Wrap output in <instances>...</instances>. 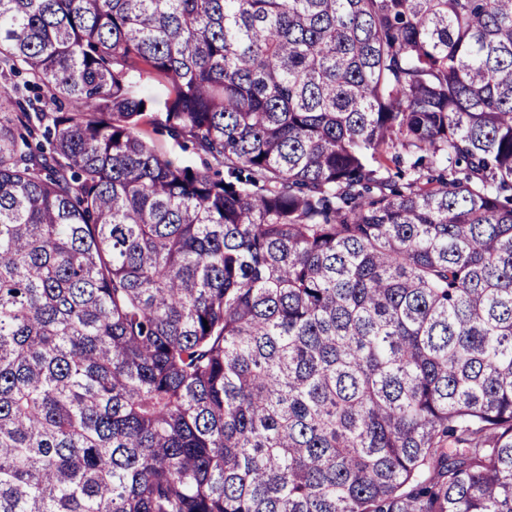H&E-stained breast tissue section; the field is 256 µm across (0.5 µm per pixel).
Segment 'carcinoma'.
Returning a JSON list of instances; mask_svg holds the SVG:
<instances>
[{
    "mask_svg": "<svg viewBox=\"0 0 512 512\" xmlns=\"http://www.w3.org/2000/svg\"><path fill=\"white\" fill-rule=\"evenodd\" d=\"M0 76V512H512V0H0ZM139 93L152 104L154 112H160L167 97L168 89L161 80L144 79L139 84ZM143 132L152 141L156 150L162 156L174 160L175 162L186 163L193 167L203 169L204 156L191 148L184 150L180 143L171 138L166 132H155L149 125L143 126Z\"/></svg>",
    "mask_w": 512,
    "mask_h": 512,
    "instance_id": "cac0c4a2",
    "label": "carcinoma"
}]
</instances>
